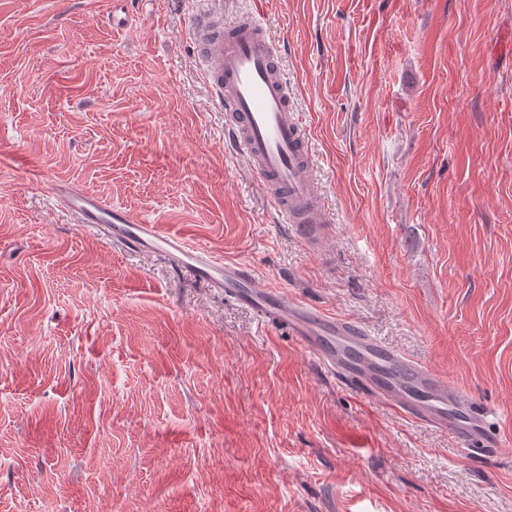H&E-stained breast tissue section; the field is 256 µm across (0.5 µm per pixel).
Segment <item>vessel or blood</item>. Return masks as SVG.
<instances>
[{
  "instance_id": "b4317fda",
  "label": "vessel or blood",
  "mask_w": 512,
  "mask_h": 512,
  "mask_svg": "<svg viewBox=\"0 0 512 512\" xmlns=\"http://www.w3.org/2000/svg\"><path fill=\"white\" fill-rule=\"evenodd\" d=\"M193 33L196 59L205 70L214 104L224 113L225 138L261 177L282 220L312 237L320 201L306 129L280 72L278 44L253 10L241 11L230 22L221 10H204L194 21ZM56 196L79 223L103 227L112 244L147 257H168L260 317L282 325L331 372L396 411L448 432L464 447L486 442L485 419L474 413L463 392L380 343L355 320L328 314L281 287L261 284L246 264L162 233L158 225L95 194L61 185Z\"/></svg>"
}]
</instances>
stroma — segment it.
Masks as SVG:
<instances>
[{
    "label": "stroma",
    "mask_w": 512,
    "mask_h": 512,
    "mask_svg": "<svg viewBox=\"0 0 512 512\" xmlns=\"http://www.w3.org/2000/svg\"><path fill=\"white\" fill-rule=\"evenodd\" d=\"M0 0V512H512V0H257L325 220L282 223L193 55L208 0ZM66 182L355 319L470 450L287 330L114 249Z\"/></svg>",
    "instance_id": "35a3bbf8"
}]
</instances>
